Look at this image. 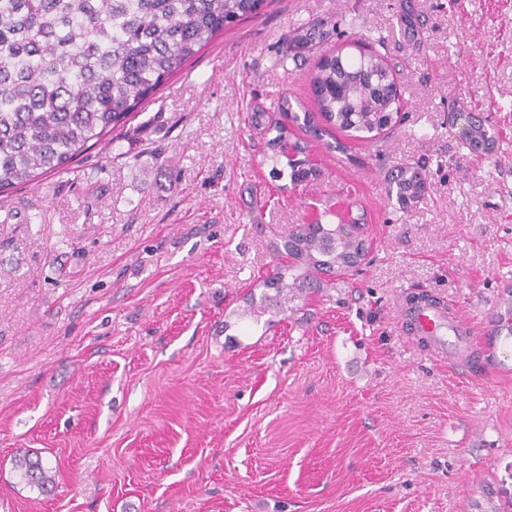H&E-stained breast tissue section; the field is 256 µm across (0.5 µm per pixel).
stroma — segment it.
I'll return each instance as SVG.
<instances>
[{
	"mask_svg": "<svg viewBox=\"0 0 512 512\" xmlns=\"http://www.w3.org/2000/svg\"><path fill=\"white\" fill-rule=\"evenodd\" d=\"M419 23L420 43L402 14ZM325 40H294L298 28ZM381 39L401 121L323 125L315 175L273 174L265 129L336 46ZM494 149L466 157L450 112ZM420 162L424 196H388ZM351 206L370 248L347 283L243 317L311 213ZM491 340L432 355L410 296ZM512 0H270L123 127L0 195V512H512ZM41 456L48 491L14 461Z\"/></svg>",
	"mask_w": 512,
	"mask_h": 512,
	"instance_id": "stroma-1",
	"label": "stroma"
}]
</instances>
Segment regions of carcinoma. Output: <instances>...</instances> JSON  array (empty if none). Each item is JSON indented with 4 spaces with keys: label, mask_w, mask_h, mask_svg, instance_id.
Listing matches in <instances>:
<instances>
[{
    "label": "carcinoma",
    "mask_w": 512,
    "mask_h": 512,
    "mask_svg": "<svg viewBox=\"0 0 512 512\" xmlns=\"http://www.w3.org/2000/svg\"><path fill=\"white\" fill-rule=\"evenodd\" d=\"M266 0H0V193L24 185L36 172L63 170L125 124L224 29L252 18ZM381 39L350 56L337 48L310 75L319 114L340 129L373 133L400 118L395 70ZM278 112L318 133L310 112L300 116L284 96ZM467 135L458 136L472 156L491 149L494 136L471 114ZM267 140L272 158L283 157L290 181L312 175L308 143L290 141L276 122ZM425 189L420 165L402 166L389 179L388 194L406 205ZM286 259L263 286L274 291L241 316L283 314L303 297L317 274L346 282L368 254L351 224H307L284 244ZM26 484L46 490L53 482L40 456L15 460Z\"/></svg>",
    "instance_id": "cac0c4a2"
}]
</instances>
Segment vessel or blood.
Here are the masks:
<instances>
[{
  "label": "vessel or blood",
  "instance_id": "1",
  "mask_svg": "<svg viewBox=\"0 0 512 512\" xmlns=\"http://www.w3.org/2000/svg\"><path fill=\"white\" fill-rule=\"evenodd\" d=\"M404 315L414 333L427 338L437 357H449L458 344L471 339L469 323L448 312L445 305H409Z\"/></svg>",
  "mask_w": 512,
  "mask_h": 512
}]
</instances>
